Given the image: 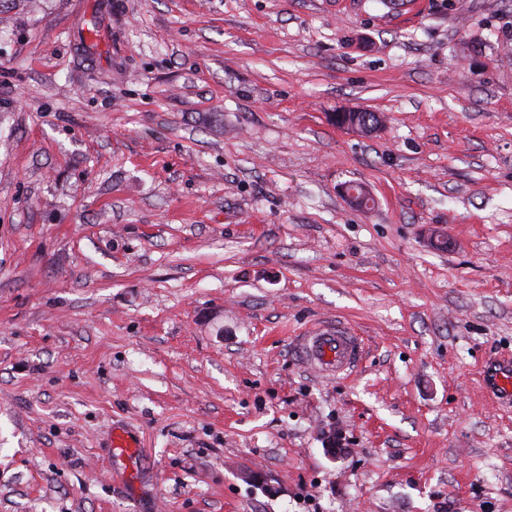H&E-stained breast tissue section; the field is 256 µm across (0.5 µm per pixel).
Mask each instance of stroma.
Here are the masks:
<instances>
[{"label":"stroma","mask_w":512,"mask_h":512,"mask_svg":"<svg viewBox=\"0 0 512 512\" xmlns=\"http://www.w3.org/2000/svg\"><path fill=\"white\" fill-rule=\"evenodd\" d=\"M504 356L512 0H0V512H512ZM303 363L322 377L348 375L364 356L360 336L340 328H316L298 343ZM487 387L492 391L508 393L512 399V363L508 362L499 369L495 367L489 372L486 379Z\"/></svg>","instance_id":"1"}]
</instances>
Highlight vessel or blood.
<instances>
[{
    "label": "vessel or blood",
    "instance_id": "vessel-or-blood-1",
    "mask_svg": "<svg viewBox=\"0 0 512 512\" xmlns=\"http://www.w3.org/2000/svg\"><path fill=\"white\" fill-rule=\"evenodd\" d=\"M298 352L303 363L324 377L346 375L364 356L360 337L343 329L316 328L301 337Z\"/></svg>",
    "mask_w": 512,
    "mask_h": 512
}]
</instances>
